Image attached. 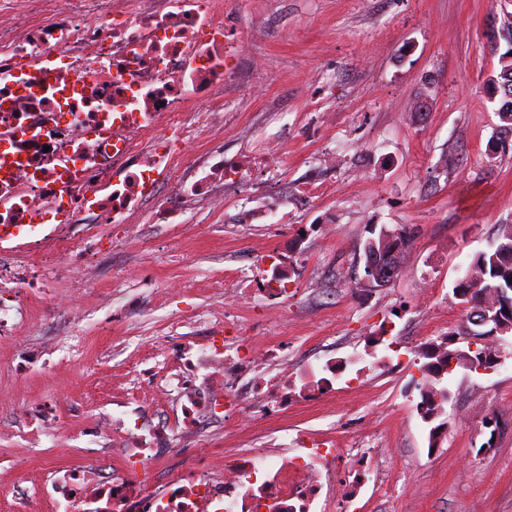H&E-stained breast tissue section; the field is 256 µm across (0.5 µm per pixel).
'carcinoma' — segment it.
Wrapping results in <instances>:
<instances>
[{
    "label": "carcinoma",
    "mask_w": 512,
    "mask_h": 512,
    "mask_svg": "<svg viewBox=\"0 0 512 512\" xmlns=\"http://www.w3.org/2000/svg\"><path fill=\"white\" fill-rule=\"evenodd\" d=\"M512 81V45L500 54L498 71L491 79L493 95H501L497 116L500 120L499 134L512 133V89L506 91L500 83L503 76ZM363 248L375 250L388 271V280L394 281L403 274L401 257L411 243L406 229L394 232L371 230ZM453 296L465 309L464 319L456 329L441 340L427 342L421 350L424 385L419 391L416 410L421 419L432 425L430 439L434 442L443 434L446 422H437L444 414L443 405L448 401L446 386L450 375V364L466 371L475 365L490 362L500 354L501 341L512 335V306L506 307L504 300L512 301V224H503L497 237L487 251L476 254L453 288ZM508 312H503V309ZM468 336H480L483 343L471 350L465 344Z\"/></svg>",
    "instance_id": "obj_1"
}]
</instances>
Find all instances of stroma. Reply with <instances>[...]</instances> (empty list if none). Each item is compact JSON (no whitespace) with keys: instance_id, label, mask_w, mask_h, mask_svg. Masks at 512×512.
<instances>
[{"instance_id":"35a3bbf8","label":"stroma","mask_w":512,"mask_h":512,"mask_svg":"<svg viewBox=\"0 0 512 512\" xmlns=\"http://www.w3.org/2000/svg\"><path fill=\"white\" fill-rule=\"evenodd\" d=\"M510 15L512 0H224L235 36L224 129L187 151L231 158L284 123L280 160L254 192L225 193L223 214L201 209L183 224H147L138 241L119 247L113 228L86 263L79 325L44 299L25 346L0 348V466L18 470L16 483L0 489V512H49L35 489L46 467L81 464L83 411L111 412L136 389L146 414L160 419L135 367L162 365L176 320L198 344L222 336L288 347L287 413L273 426L225 431V453L278 455L300 435L342 446L373 432L381 477L395 492L382 495L366 480L351 512H512V359L490 374L449 378L447 427L436 444L415 408L414 363L422 337L459 324L456 280L498 225L512 224V142L498 141L489 85ZM258 29L265 39H254ZM254 56L264 68L239 86L237 71ZM326 153L340 156L336 168L320 166ZM302 182L318 184L317 197L296 196ZM258 205L267 220L244 223L243 210ZM328 219L332 237L322 230ZM373 227L413 236L404 274L382 288L364 283L358 263ZM294 253L277 314L259 300L226 306V277L262 256L281 262ZM227 310L234 326L217 318ZM105 323L107 336L99 333ZM379 336L383 345L373 346ZM328 363L346 371L332 389L314 390ZM489 410L500 420L494 436L483 425ZM51 414L68 438L28 437L31 422ZM490 438L494 447L482 451Z\"/></svg>"}]
</instances>
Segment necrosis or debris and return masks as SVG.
<instances>
[{"label": "necrosis or debris", "mask_w": 512, "mask_h": 512, "mask_svg": "<svg viewBox=\"0 0 512 512\" xmlns=\"http://www.w3.org/2000/svg\"><path fill=\"white\" fill-rule=\"evenodd\" d=\"M224 38L221 0H0V344L23 342L37 289L74 278L99 229L134 240L144 224L223 212L226 189H252L276 163L275 133L231 160L179 150L224 128ZM287 278L270 263L230 293L275 307ZM279 359L274 347H173L142 372L162 420L143 424L135 393L118 413L86 411L88 468L49 472L39 496L56 512H331L335 469L358 449L318 439L290 458L244 450L215 463L185 445L204 425L220 435L280 411ZM112 449L135 472L91 478Z\"/></svg>", "instance_id": "1"}]
</instances>
